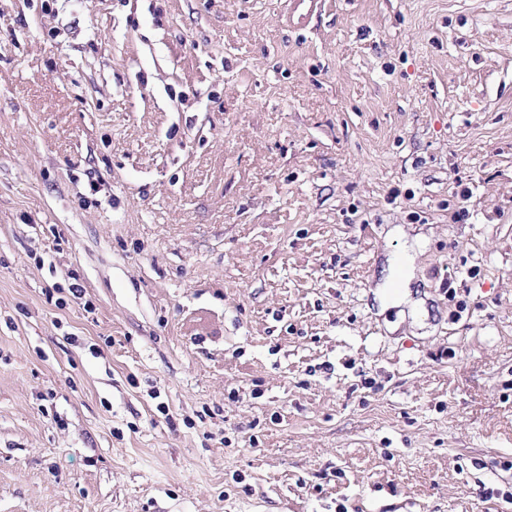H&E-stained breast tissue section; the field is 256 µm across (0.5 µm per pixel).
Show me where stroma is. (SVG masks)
I'll use <instances>...</instances> for the list:
<instances>
[{"label": "stroma", "instance_id": "35a3bbf8", "mask_svg": "<svg viewBox=\"0 0 512 512\" xmlns=\"http://www.w3.org/2000/svg\"><path fill=\"white\" fill-rule=\"evenodd\" d=\"M511 494L512 0H0V512Z\"/></svg>", "mask_w": 512, "mask_h": 512}]
</instances>
